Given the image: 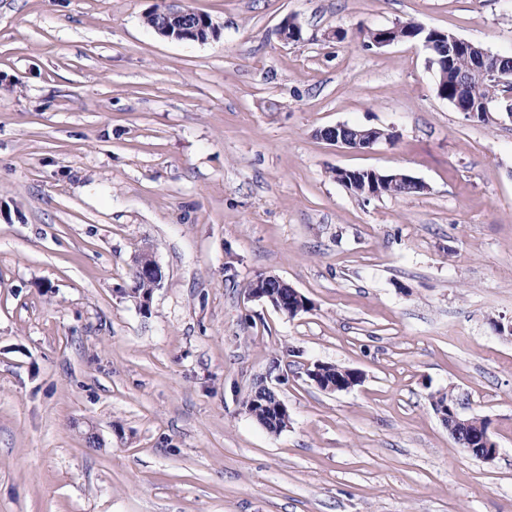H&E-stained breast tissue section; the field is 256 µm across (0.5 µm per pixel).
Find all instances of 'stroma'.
I'll return each instance as SVG.
<instances>
[{
	"label": "stroma",
	"mask_w": 512,
	"mask_h": 512,
	"mask_svg": "<svg viewBox=\"0 0 512 512\" xmlns=\"http://www.w3.org/2000/svg\"><path fill=\"white\" fill-rule=\"evenodd\" d=\"M161 4L216 36L158 35ZM402 22L512 55V0H0V512H512V120L440 99L420 44L363 46ZM339 123L396 139L319 137ZM261 274L310 309L249 298ZM317 362L363 381L323 391ZM262 379L278 435L242 405ZM321 139L333 145H341L354 150L370 149L378 142L393 143L396 135L393 132L379 128H364L339 123L321 129L318 132ZM360 171L368 172L369 174H373L379 180H381L383 183L389 182L390 185H392V186L409 187L411 190H416V191H420V192H424L427 189V187L424 183H422L421 181H418L416 178H414L406 173L385 172V173L389 174V176L381 177L380 175H378V173H376V170H373V169H366V170H360ZM390 185L388 184V185H385L383 188H381V190L379 191L380 196H391L392 194H395V195L407 194L408 195V194L414 193V191H411V190L404 191V190L400 189L399 187H392ZM395 195H393V196H395ZM140 255L146 257V259L138 264V269L144 278L151 279L154 281V283L151 280L144 279L139 274L137 270V256L135 259V267L133 271V287L131 288V293L133 294V297L137 299V301H140L141 295L145 290L151 291L153 288H156L155 285L160 287L162 281V271L155 257L149 252H143ZM443 394V393H442ZM439 394L432 398L431 405L436 416L448 428L460 452L465 456L476 457L484 462H492L498 453V445L490 433V422L485 419L483 427L478 432L468 430L472 424L469 416L462 412L458 400L439 404Z\"/></svg>",
	"instance_id": "35a3bbf8"
}]
</instances>
